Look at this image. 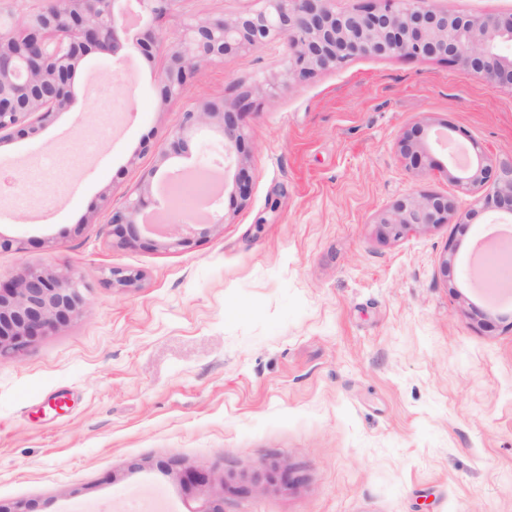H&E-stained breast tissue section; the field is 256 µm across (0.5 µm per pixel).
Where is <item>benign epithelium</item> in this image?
Here are the masks:
<instances>
[{
	"label": "benign epithelium",
	"instance_id": "benign-epithelium-1",
	"mask_svg": "<svg viewBox=\"0 0 512 512\" xmlns=\"http://www.w3.org/2000/svg\"><path fill=\"white\" fill-rule=\"evenodd\" d=\"M179 0H53L33 14L21 31L0 16V144L19 131H32L65 109L72 97L68 81L92 52L121 62L123 50L147 52L164 40L160 28ZM256 7L210 19L187 18L168 45L161 81L166 101L180 98L188 75L224 56L283 43L288 52L283 70L265 79L268 97L296 78L336 68L359 56L440 60L465 68L492 85L512 91V14L505 17L435 10L426 0H381L378 8L338 11L335 0H254ZM240 102L222 98L183 112L178 126L157 151L156 165L119 208L110 209L112 235L120 245L132 244L153 204L156 176L167 178L178 160L200 153L198 135H222L224 168H236L230 196L246 200L251 176L243 147L246 134ZM423 128L414 126L398 142L402 157L421 158ZM476 149L477 165L458 166L453 183L473 203L512 222V158L498 160ZM463 215L455 199L423 193L396 200L380 217L382 234L399 238L405 231L459 224ZM159 234L168 247H187L191 238L180 225L165 224ZM140 279L128 270H110L112 286L127 288ZM82 277L72 270L25 267L16 278L0 282V356L15 353L36 337L68 322L83 308Z\"/></svg>",
	"mask_w": 512,
	"mask_h": 512
}]
</instances>
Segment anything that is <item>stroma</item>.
Instances as JSON below:
<instances>
[{"label": "stroma", "mask_w": 512, "mask_h": 512, "mask_svg": "<svg viewBox=\"0 0 512 512\" xmlns=\"http://www.w3.org/2000/svg\"><path fill=\"white\" fill-rule=\"evenodd\" d=\"M249 6L178 0L163 28ZM167 49L129 53L116 81L89 54L70 106L0 144V236L18 243L0 280L69 268L84 299L0 357V502L512 512V298L489 302L470 264L498 215L450 179L475 148L512 157V91L438 60L356 57L271 99L256 84L280 72L277 43L200 67L166 101ZM220 96L247 100L248 199L223 196V225L190 246L117 245L110 208L183 111ZM418 124L413 166L397 142ZM422 193L470 220L383 238L379 217ZM113 268L141 279L112 287ZM198 466L207 484L188 478Z\"/></svg>", "instance_id": "1"}]
</instances>
